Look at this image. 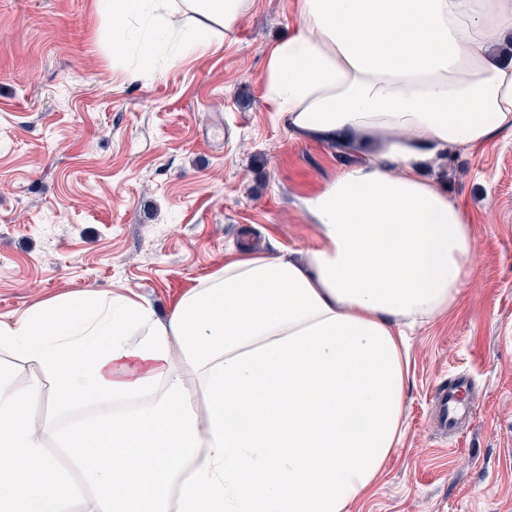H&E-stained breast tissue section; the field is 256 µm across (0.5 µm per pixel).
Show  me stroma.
<instances>
[{"instance_id":"35a3bbf8","label":"stroma","mask_w":512,"mask_h":512,"mask_svg":"<svg viewBox=\"0 0 512 512\" xmlns=\"http://www.w3.org/2000/svg\"><path fill=\"white\" fill-rule=\"evenodd\" d=\"M295 0H253L228 38L145 62L114 50L95 0H0V314L85 291L177 294L250 253L306 250L302 201L359 164L352 144L288 132L268 49ZM471 230L449 313L406 329L405 429L352 512H512V132L427 168ZM473 382L471 427L433 431L435 385Z\"/></svg>"}]
</instances>
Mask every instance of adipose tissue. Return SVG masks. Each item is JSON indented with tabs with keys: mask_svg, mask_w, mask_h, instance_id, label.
<instances>
[{
	"mask_svg": "<svg viewBox=\"0 0 512 512\" xmlns=\"http://www.w3.org/2000/svg\"><path fill=\"white\" fill-rule=\"evenodd\" d=\"M250 0H112L153 53L205 51ZM268 98L296 134L375 132L303 201L318 243L249 253L181 293L84 292L0 316V512H350L404 430L405 327L456 306L471 233L423 170L512 131V0H297ZM47 401L50 415L32 406ZM55 442L78 469L47 451Z\"/></svg>",
	"mask_w": 512,
	"mask_h": 512,
	"instance_id": "adipose-tissue-1",
	"label": "adipose tissue"
}]
</instances>
